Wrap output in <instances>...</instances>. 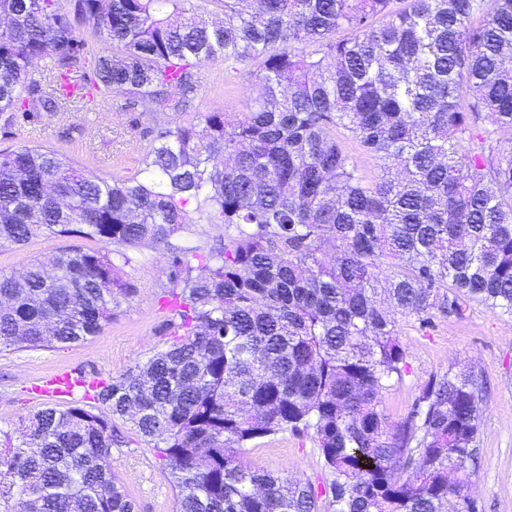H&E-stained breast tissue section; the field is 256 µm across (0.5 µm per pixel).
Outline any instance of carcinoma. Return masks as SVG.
Wrapping results in <instances>:
<instances>
[{
	"mask_svg": "<svg viewBox=\"0 0 512 512\" xmlns=\"http://www.w3.org/2000/svg\"><path fill=\"white\" fill-rule=\"evenodd\" d=\"M70 2L0 0L1 115L106 92L120 112L180 115L217 58L255 64L260 92L240 116L159 122L139 179L0 151L1 245L233 231L202 274L194 249L173 256L166 348L84 404L20 418L16 438L0 429V512H135L106 462L119 421L170 466L176 512H476L481 371L432 377L396 424L382 396L407 365L395 315L512 317V0H219L218 24L194 0ZM78 22L111 52L63 90L86 60ZM338 128L380 161L376 182ZM135 292L79 244L0 274V351L83 342ZM288 431L314 443L324 493L241 458Z\"/></svg>",
	"mask_w": 512,
	"mask_h": 512,
	"instance_id": "cac0c4a2",
	"label": "carcinoma"
}]
</instances>
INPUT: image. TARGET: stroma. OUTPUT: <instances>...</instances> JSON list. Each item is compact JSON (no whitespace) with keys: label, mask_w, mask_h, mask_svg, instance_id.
<instances>
[{"label":"stroma","mask_w":512,"mask_h":512,"mask_svg":"<svg viewBox=\"0 0 512 512\" xmlns=\"http://www.w3.org/2000/svg\"><path fill=\"white\" fill-rule=\"evenodd\" d=\"M253 69L247 62L230 72L220 59L200 66L197 111H247L259 90ZM156 118V113L137 109L115 111L112 98L99 97L89 112H37L18 123L0 118V150L44 146L100 177L132 178L143 167ZM227 238L223 225L202 223L188 225L165 245L113 248L112 260L135 288V295L97 336L80 345L0 352V429L13 430L19 417L43 408V401L32 400L27 390L34 376L76 367L108 381L167 346L166 314L160 305L175 286L170 276L174 250L192 247L201 254ZM66 244V239L41 233L19 247L0 246V274H21L29 261L50 259ZM397 330L407 351L408 371L384 393L386 414L391 421L402 420L432 375L468 364L481 369L488 393L482 401L480 459L471 475V494L478 512H512V317L474 303L464 318H437L426 326L415 318L398 316ZM127 437V444L113 449L110 458L117 482L137 512H176V490L168 466L135 432ZM242 456L252 466L300 477L319 489L330 482L306 438L281 433L249 445Z\"/></svg>","instance_id":"1"}]
</instances>
